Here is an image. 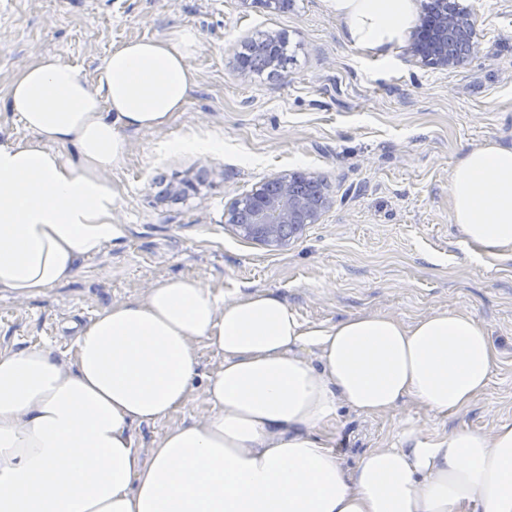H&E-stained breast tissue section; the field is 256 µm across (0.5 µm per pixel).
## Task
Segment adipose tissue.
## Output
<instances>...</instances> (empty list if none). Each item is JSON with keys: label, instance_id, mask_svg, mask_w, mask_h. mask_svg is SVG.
Masks as SVG:
<instances>
[{"label": "adipose tissue", "instance_id": "1", "mask_svg": "<svg viewBox=\"0 0 512 512\" xmlns=\"http://www.w3.org/2000/svg\"><path fill=\"white\" fill-rule=\"evenodd\" d=\"M329 5L361 47L412 22L411 0ZM194 47L188 31L126 43L93 84L53 55L13 79L9 108L36 139L0 142V291L38 297L121 237L107 173L127 152L125 131L161 128L183 109ZM66 144L75 158L59 153ZM449 195L465 243L511 259L512 147L469 150ZM198 341L224 356L205 383L212 413L141 455L132 429L185 403ZM496 364L464 313L309 325L274 292L226 301L197 279L168 278L80 327L73 367L42 346L0 349V512H512V421L435 439L406 427L351 468L321 433L344 406L368 416L408 400L434 415L469 407Z\"/></svg>", "mask_w": 512, "mask_h": 512}]
</instances>
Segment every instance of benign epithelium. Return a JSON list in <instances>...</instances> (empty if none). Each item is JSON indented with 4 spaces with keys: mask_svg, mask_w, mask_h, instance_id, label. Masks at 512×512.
<instances>
[{
    "mask_svg": "<svg viewBox=\"0 0 512 512\" xmlns=\"http://www.w3.org/2000/svg\"><path fill=\"white\" fill-rule=\"evenodd\" d=\"M478 47L470 11L458 0H425L406 52L424 66L447 69L464 65ZM330 204L317 176L282 173L257 184L247 200L231 204L224 223L248 240L281 248L287 245L281 229L318 223Z\"/></svg>",
    "mask_w": 512,
    "mask_h": 512,
    "instance_id": "1",
    "label": "benign epithelium"
}]
</instances>
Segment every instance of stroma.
Instances as JSON below:
<instances>
[{"instance_id":"1","label":"stroma","mask_w":512,"mask_h":512,"mask_svg":"<svg viewBox=\"0 0 512 512\" xmlns=\"http://www.w3.org/2000/svg\"><path fill=\"white\" fill-rule=\"evenodd\" d=\"M480 51L461 68L409 62L406 39L356 45L328 0H291L288 11L250 0H11L0 12V140L32 141L8 107L16 75L52 54L95 82L123 44L193 32L197 85L163 128L131 132L109 172L113 223L124 234L74 279L18 300L0 293V348L40 345L72 365L79 327L111 304L190 276L232 300L243 290L280 294L303 321L381 313L410 324L437 311L470 314L498 350L487 392L434 416L412 402L369 417L340 409L327 434L351 466L398 442L409 422L427 437L456 427L484 432L512 420V259L476 258L451 222L452 170L470 149L512 146V0H462ZM288 38L290 60L273 76L241 70L246 42ZM176 140L220 142V153L175 150ZM286 171L326 178L332 199L319 223L273 250L238 236L224 211ZM205 173L186 197H158L159 181ZM197 374L185 405L133 427L141 453L171 427L211 413L208 375L223 354L196 343Z\"/></svg>"}]
</instances>
